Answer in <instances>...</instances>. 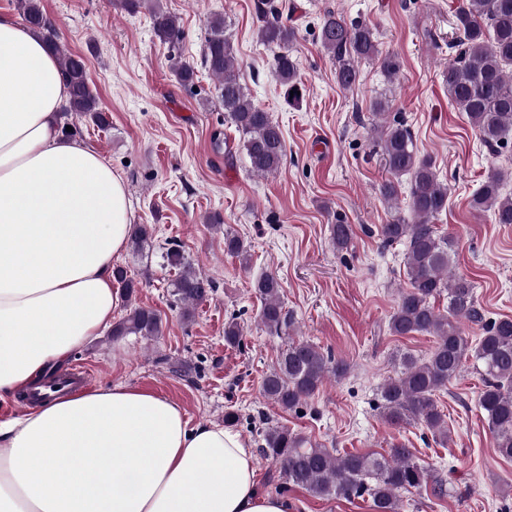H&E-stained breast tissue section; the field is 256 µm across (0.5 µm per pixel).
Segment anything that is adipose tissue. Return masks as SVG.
<instances>
[{
    "label": "adipose tissue",
    "mask_w": 512,
    "mask_h": 512,
    "mask_svg": "<svg viewBox=\"0 0 512 512\" xmlns=\"http://www.w3.org/2000/svg\"><path fill=\"white\" fill-rule=\"evenodd\" d=\"M70 89L42 36L0 12V400L108 328L133 224L121 175L59 132ZM0 512H291L252 448L174 401L115 385L0 422Z\"/></svg>",
    "instance_id": "ef3b65f1"
}]
</instances>
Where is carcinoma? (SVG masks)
Instances as JSON below:
<instances>
[{
    "label": "carcinoma",
    "mask_w": 512,
    "mask_h": 512,
    "mask_svg": "<svg viewBox=\"0 0 512 512\" xmlns=\"http://www.w3.org/2000/svg\"><path fill=\"white\" fill-rule=\"evenodd\" d=\"M16 5L29 27L45 31L57 57L61 75L70 88L63 113L74 112L106 128L109 121L90 89L85 64L80 56L61 47L53 29L46 28L42 0H16ZM120 6L129 13L142 8L151 13L155 36L174 52L170 66L173 77L182 85L194 83L196 67L177 54L182 40L179 22L163 10L160 0H120ZM256 11L261 22L259 42L278 49L274 76L284 96L298 102L301 96L297 92L302 87L291 52L296 28L282 20L279 5L273 0H257ZM454 26L456 38L448 44L452 58L445 72L448 96L465 113L484 146L493 151L512 133V0H461ZM226 28V20L220 15L208 20L201 63L217 79L216 99L240 134L239 148L251 172L267 175L283 165L285 140L280 126L240 83L237 58ZM319 40L335 62L336 83L343 89L356 84L360 65L368 60H378L389 79L398 77V58L382 52L373 28L362 21H349L342 13L327 10L321 19ZM377 131L375 153L388 174L379 193L391 209V220L380 225L378 233L387 245L406 246L408 279V288L400 293L388 328L394 336L421 333L435 337V346L427 357L421 359L409 353L400 356L395 375L380 388L378 408L392 424H417L441 442L449 441L448 423L435 395L470 361L482 377L478 405L495 447L502 457L512 459V319L486 320L474 282L452 272L456 241L449 234L439 233L434 225L448 207V185L440 180L433 161L418 155L410 128L397 119L377 125ZM405 175L410 178L406 215L399 206L400 178ZM511 175L506 169L488 174L473 195L471 208L479 213L491 212L499 224H512V196L501 193L504 180ZM352 235L350 225H333L336 251L348 249ZM224 251L243 263L248 260L243 242L229 231L224 232ZM164 259L168 266L179 269L171 280L170 296L188 318L189 306L208 298L213 281L196 272L179 249H168ZM254 288L261 298L260 319L265 328L278 336L288 333L292 319L281 299L279 279L266 274ZM441 297L448 299L444 313L435 307ZM464 320L481 326L483 334L470 340L462 327ZM161 332L160 314L140 306L112 326L115 336L148 338ZM347 373L345 361L334 360L308 341H292L263 378L261 391L268 401L291 411L312 398L328 375L339 380ZM260 452L279 468L286 484L318 498L351 501L366 496L374 512H399L400 493L428 485L427 467L402 445L384 454H338L334 448H323L285 426H277L263 435Z\"/></svg>",
    "instance_id": "obj_1"
}]
</instances>
